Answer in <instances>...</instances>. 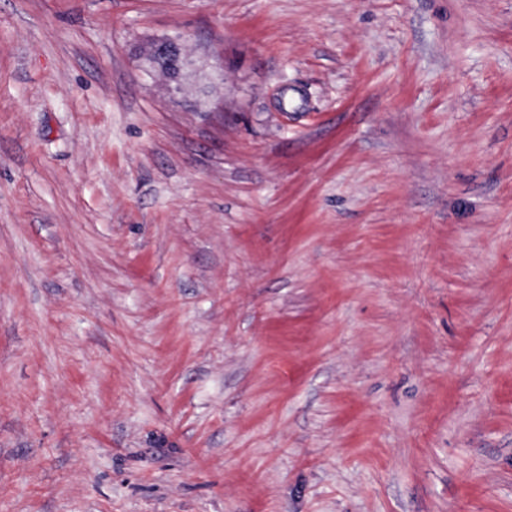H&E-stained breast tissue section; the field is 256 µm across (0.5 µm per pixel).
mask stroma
Returning <instances> with one entry per match:
<instances>
[{"instance_id": "stroma-1", "label": "stroma", "mask_w": 512, "mask_h": 512, "mask_svg": "<svg viewBox=\"0 0 512 512\" xmlns=\"http://www.w3.org/2000/svg\"><path fill=\"white\" fill-rule=\"evenodd\" d=\"M0 512H512V0H0ZM177 39H159L155 41L158 53L167 61L170 70L162 65L159 71L168 76L167 84L171 90L181 91L188 76V70L194 67L195 62L185 55Z\"/></svg>"}]
</instances>
